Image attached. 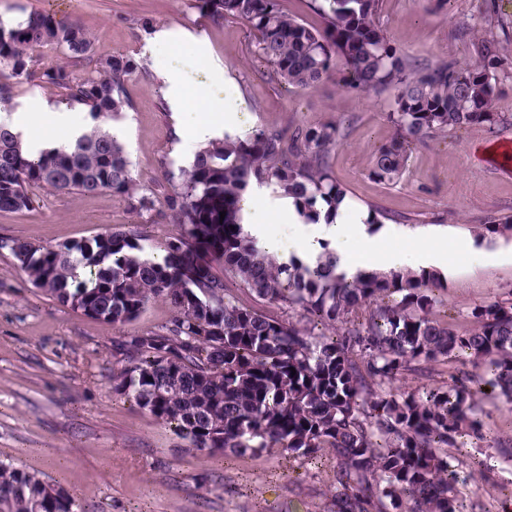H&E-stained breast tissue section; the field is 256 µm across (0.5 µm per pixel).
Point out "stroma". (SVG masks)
<instances>
[{"mask_svg": "<svg viewBox=\"0 0 512 512\" xmlns=\"http://www.w3.org/2000/svg\"><path fill=\"white\" fill-rule=\"evenodd\" d=\"M482 7L483 0H445L440 7L433 0H383L380 20L392 43L420 63L466 62L472 37L464 29ZM33 10L80 24L93 37L95 58L122 54L143 62L144 71L127 83L129 107L110 122L122 133L138 188L170 191L164 162L191 161L193 132L164 106L161 74L176 58L187 84L220 86L233 77L232 94L213 103L219 112L244 102L246 119L229 123L230 134L340 122L344 137L329 163L350 203L405 218L386 236V248L410 254L414 230L447 228L451 271L437 311L449 322L462 327L472 307L512 301V239L476 240L477 226L489 217L512 215V161L486 155L512 143V124L430 135L413 145L400 180L386 185L370 169L376 149L395 133L385 117L387 96L348 92L332 77L286 89L253 57L243 21L212 24L196 0H0L6 22ZM162 27L193 30L206 44L157 45L152 37ZM212 57L223 61L224 72L208 67ZM37 195L32 209L0 212V237L55 247L138 221L108 191ZM170 316L169 306L156 301L122 329L87 318L35 288L9 253L0 254V461L67 490L83 512H330L332 455L307 461L275 451L195 454L113 392V339L154 329ZM448 454L460 469L482 473L478 486L460 487V512H512V461L468 436Z\"/></svg>", "mask_w": 512, "mask_h": 512, "instance_id": "35a3bbf8", "label": "stroma"}]
</instances>
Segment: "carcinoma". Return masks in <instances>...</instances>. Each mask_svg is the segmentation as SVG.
Returning <instances> with one entry per match:
<instances>
[{
	"label": "carcinoma",
	"instance_id": "1",
	"mask_svg": "<svg viewBox=\"0 0 512 512\" xmlns=\"http://www.w3.org/2000/svg\"><path fill=\"white\" fill-rule=\"evenodd\" d=\"M314 28L286 13L281 0H198L214 24L248 23L253 56L294 88L331 74L354 93L389 95L395 135L375 153L371 178L395 183L412 142L512 120L497 112L502 40L471 43L473 60L418 64L380 23L382 0H312ZM56 46L66 63H43L37 47ZM92 40L72 22L31 11L0 20V75L59 90L96 121L67 150L31 157L20 134L0 125V212L33 206L32 189L123 197L137 215L156 210L154 194L136 188L123 144L97 124L126 106V83L143 65L126 55L92 60ZM339 123L292 130L255 129L208 141L192 163L167 167L173 191L162 215L176 233L145 244L139 225L45 248L0 239L33 285L71 310L122 326L149 303L172 309L161 326L113 340L115 393L148 411L200 455L277 449L290 458H336L334 512H458L466 480L441 448L484 439L477 395L488 385L512 404V304L474 306L468 327L432 317L444 288L432 271L339 270L336 255L283 261L245 232L241 201L250 186L269 184L314 222L336 214L346 190L329 164ZM225 217H220L221 212ZM479 239L512 238V216L480 225ZM270 305L300 313L285 321L240 303L235 286ZM456 361L450 389L401 390L434 363ZM0 512H79L74 497L36 475L0 463Z\"/></svg>",
	"mask_w": 512,
	"mask_h": 512
}]
</instances>
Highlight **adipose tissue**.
<instances>
[{
  "label": "adipose tissue",
  "mask_w": 512,
  "mask_h": 512,
  "mask_svg": "<svg viewBox=\"0 0 512 512\" xmlns=\"http://www.w3.org/2000/svg\"><path fill=\"white\" fill-rule=\"evenodd\" d=\"M44 109V104H36L33 112L19 118L20 124L24 126L23 148L33 156L46 149L68 148L85 131L83 123L74 118L72 110L60 107L56 110V122L65 130L66 135L60 139L45 137L35 125L36 113L44 111ZM366 220L365 212L353 211L349 203L344 202L339 205L333 221L329 222L322 218L316 223L303 225L299 236L301 258L316 257L321 252L323 244L326 243L336 251H343L346 239L355 235L364 243L366 259L375 263L378 270L390 271L409 267L419 271L443 267V247L448 241V234L444 230L434 228L416 231L419 252L410 259L404 255L378 252V238L368 233Z\"/></svg>",
  "instance_id": "adipose-tissue-1"
}]
</instances>
